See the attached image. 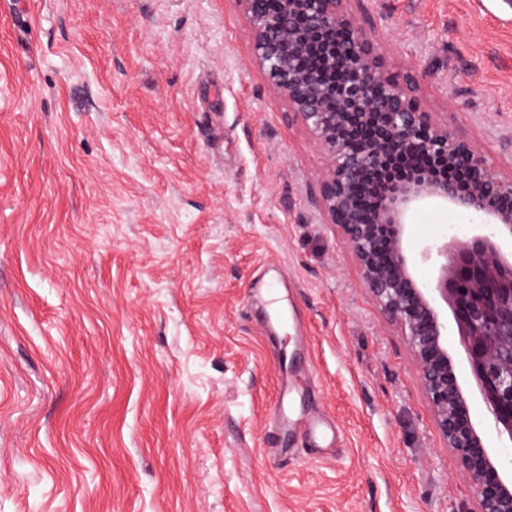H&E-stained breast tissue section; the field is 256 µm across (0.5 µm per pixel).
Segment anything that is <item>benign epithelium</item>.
Masks as SVG:
<instances>
[{
  "instance_id": "benign-epithelium-1",
  "label": "benign epithelium",
  "mask_w": 512,
  "mask_h": 512,
  "mask_svg": "<svg viewBox=\"0 0 512 512\" xmlns=\"http://www.w3.org/2000/svg\"><path fill=\"white\" fill-rule=\"evenodd\" d=\"M258 67L328 158L315 205L350 249L384 315L407 338L438 432L474 490L470 512H512V464L486 447L483 424L448 353V319L462 337L463 366L487 423L512 447V162L496 171L483 148L427 110L416 79L395 70L360 26L359 0H237ZM318 60L303 67L305 57ZM343 77L330 97L322 72ZM443 205L473 221L446 228L417 255L405 246L418 210ZM435 280L414 276L417 260Z\"/></svg>"
}]
</instances>
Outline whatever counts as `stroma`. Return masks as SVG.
Segmentation results:
<instances>
[{"instance_id":"35a3bbf8","label":"stroma","mask_w":512,"mask_h":512,"mask_svg":"<svg viewBox=\"0 0 512 512\" xmlns=\"http://www.w3.org/2000/svg\"><path fill=\"white\" fill-rule=\"evenodd\" d=\"M365 6L506 167L512 9ZM326 167L236 0H0V512H470L401 328L318 216ZM458 222L421 210L410 252ZM254 288L304 349L268 346ZM283 358L335 456L272 430Z\"/></svg>"}]
</instances>
